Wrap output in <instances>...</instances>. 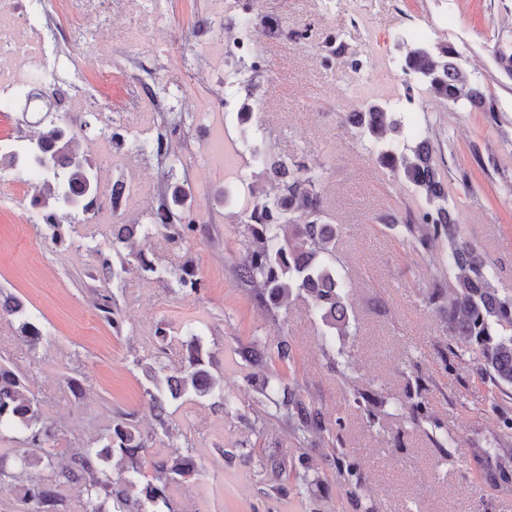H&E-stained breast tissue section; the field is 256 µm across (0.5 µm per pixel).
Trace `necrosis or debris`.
Listing matches in <instances>:
<instances>
[{
	"mask_svg": "<svg viewBox=\"0 0 512 512\" xmlns=\"http://www.w3.org/2000/svg\"><path fill=\"white\" fill-rule=\"evenodd\" d=\"M112 0H68V28L52 22V0H0V100L36 92L54 103L74 130H83L90 114L93 89L71 93L60 76L50 75L46 49L59 43L90 41L99 56L111 59ZM201 23L212 29L224 26L226 40L209 39L188 59V66L206 61L210 70L231 72L245 56L254 54L269 38L296 42V32L267 27L256 16L239 13L237 0H207Z\"/></svg>",
	"mask_w": 512,
	"mask_h": 512,
	"instance_id": "necrosis-or-debris-1",
	"label": "necrosis or debris"
}]
</instances>
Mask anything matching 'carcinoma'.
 I'll return each instance as SVG.
<instances>
[{"label": "carcinoma", "instance_id": "carcinoma-1", "mask_svg": "<svg viewBox=\"0 0 512 512\" xmlns=\"http://www.w3.org/2000/svg\"><path fill=\"white\" fill-rule=\"evenodd\" d=\"M400 48L406 80L426 86L453 106L483 108L488 104L482 85L465 73L448 45L420 40L404 42ZM397 107L387 100L366 103L357 113L353 129L384 168L424 195L426 207L406 220L387 212L379 221L398 230L420 257L431 252L433 243L446 244L448 270L456 269L458 274L455 280L438 284L427 293V302L435 303L445 287L452 294L448 308L440 310L445 329L463 341L472 374L485 386L486 400L496 414V428L511 435L512 409L507 403L512 393L507 387H512V293H502L495 286L491 265L466 239L459 214L449 203L428 138L420 137L417 126L405 123ZM41 125L23 146L0 149V170L39 174L44 197L33 206L47 231L46 238L61 244L80 222L79 216L90 213L97 203L99 177L89 160L73 148L70 131L58 124L51 110H46ZM260 168L265 175L276 177L278 193L265 198L250 193L242 210L246 247L235 266L236 278L254 290L260 304L272 309L282 308L294 295L306 294L312 313L325 327L323 341L331 346L336 337L349 335V292L346 275L336 262L339 228L327 220L320 192L323 169L305 155L270 151L263 153ZM191 201L190 189L175 183L169 187L164 208L152 212L149 223L112 225L114 257L101 256L100 265L113 288L124 287L132 265L145 276L185 294L203 288L193 266L160 267L149 258L147 249V242L156 234L179 247L195 234L196 224L186 219ZM95 306L113 330L121 329L122 314L115 293L100 295ZM1 314L21 317L20 329L30 344L42 340L40 326L24 317L12 296L0 293ZM186 346L187 356L175 374L169 373L158 358L152 363L136 361L149 383L146 404L156 429L168 439L176 436L169 407L180 398L194 395L213 399L222 407L231 405L224 396V378L210 371L214 355L204 347L202 333L187 331ZM238 354L249 365L262 367L273 359L291 362L293 348L286 339L269 346L255 338ZM249 385L260 401L274 406L275 417L303 443L341 426L338 419L326 421L323 411L307 402L294 382L262 374L251 377ZM353 402L372 423L385 406L384 401L360 392L353 394ZM399 408L416 425L426 424L433 432L443 429L418 385L407 391ZM2 426L18 434L20 447L10 456L0 454V484L16 492L23 505L21 512H66L58 487L70 484L83 485V512H170L169 487L188 482L197 474L189 444L184 453L147 460L143 455L147 439L124 415L112 422L105 435L72 449L70 465L59 468L55 454L43 448L58 430L45 419L41 401L31 392L27 378L7 363H0ZM30 447L40 448L42 453H31ZM472 458L485 481L496 486L512 480L511 471L490 464L484 449H476ZM112 462L126 473L123 490L114 489L107 478L106 468ZM291 472L300 488L319 482L304 456L293 462ZM338 473L353 487L362 485L355 464L338 462Z\"/></svg>", "mask_w": 512, "mask_h": 512}]
</instances>
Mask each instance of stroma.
I'll use <instances>...</instances> for the list:
<instances>
[{
	"label": "stroma",
	"mask_w": 512,
	"mask_h": 512,
	"mask_svg": "<svg viewBox=\"0 0 512 512\" xmlns=\"http://www.w3.org/2000/svg\"><path fill=\"white\" fill-rule=\"evenodd\" d=\"M258 14H270L283 28L304 32L297 44L270 41L261 48L260 71H244L245 87L236 110L249 107L262 128L261 148L305 155L324 168L320 189L330 223L339 225L336 257L348 275L349 314L354 335L337 338L349 364L335 366L322 343L324 327L310 312L307 297L292 298L287 310L258 305L233 275L244 251L239 204L223 201L229 187L219 151L241 137L234 114L217 112L220 85H191L184 61L200 32L205 0H112V43L126 47L127 60L113 64L103 82L92 43L63 49L79 65L75 90L96 88V111L112 113L123 143L112 148V177L138 179L111 223L84 219L73 243L57 247L45 239L29 196L18 193L14 171H0V291L24 305L48 333L30 347L16 317H0V361H9L28 378L43 412L60 434L54 440L59 461L68 449L104 433L117 414L131 413L137 429L149 436V455L163 458L192 444L199 477L171 490L174 512H512V485L494 487L472 467V452L512 455V435L495 427L484 386L474 380L467 359H453L451 374L441 372L437 356L455 344L422 291L438 280L437 265L422 261L402 239L379 223V215L419 212L424 200L403 178L383 168L339 119L340 113L371 99L400 100L410 106L404 118L426 131L435 158L445 163L450 202L460 222L497 270L499 288L512 290V77L501 70L495 51L512 43V0H244ZM449 24H442L443 16ZM426 28L431 43L458 53L465 72L484 84L496 104L493 112L448 105L418 84H405L397 42L409 39L411 26ZM177 36L175 46L156 56L161 32ZM329 31L345 56L325 63L316 32ZM149 79L170 117L182 118L179 134L169 136L164 159L136 152V144L156 142L163 130L151 101L126 111L127 77ZM168 182H189L190 211L198 230L181 249L155 236V260L170 266L191 261L205 286L196 294L174 292L164 283L130 271L117 294L124 317L121 333L95 313L105 288L96 276L98 251H109L112 224H144L157 186L151 172ZM167 323L171 340L164 361L177 366L187 326L205 336L224 376L230 409L186 396L171 406L180 435L176 441L153 437L155 422L141 406L147 383L136 360L157 354L154 331ZM267 344L288 339L295 360L269 362L268 371L296 381L307 401L328 418H342L340 445L331 439L300 443L288 428L267 416L248 383L253 367L237 355L253 338ZM420 377L422 395L451 439L449 460H441L430 434L395 414L410 378ZM81 393H72L68 378ZM370 390L386 402L376 424H368L350 402ZM257 429H250V422ZM307 456L321 485L298 492L287 464ZM353 462L363 489L352 492L336 471L337 459Z\"/></svg>",
	"instance_id": "1"
}]
</instances>
